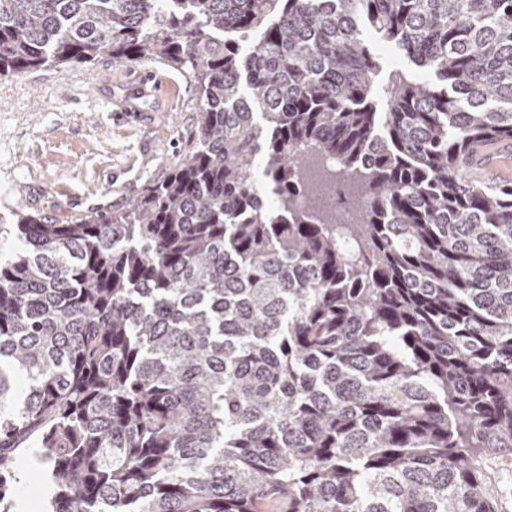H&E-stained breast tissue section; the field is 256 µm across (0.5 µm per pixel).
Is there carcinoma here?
I'll use <instances>...</instances> for the list:
<instances>
[{"label":"carcinoma","instance_id":"carcinoma-1","mask_svg":"<svg viewBox=\"0 0 512 512\" xmlns=\"http://www.w3.org/2000/svg\"><path fill=\"white\" fill-rule=\"evenodd\" d=\"M103 55L185 69L200 120L124 211L18 218L0 512L30 438L49 512H494L512 181L465 170L512 142V0H0V75Z\"/></svg>","mask_w":512,"mask_h":512}]
</instances>
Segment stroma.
<instances>
[{"label": "stroma", "mask_w": 512, "mask_h": 512, "mask_svg": "<svg viewBox=\"0 0 512 512\" xmlns=\"http://www.w3.org/2000/svg\"><path fill=\"white\" fill-rule=\"evenodd\" d=\"M144 70L160 85L149 95L134 82ZM199 116L183 71L154 59L123 64L105 55L91 65L0 76V263L22 245L18 214L75 224L125 209L183 158ZM475 464L496 512H512V450L477 454ZM16 467L14 512H48L47 464L31 448Z\"/></svg>", "instance_id": "obj_1"}]
</instances>
